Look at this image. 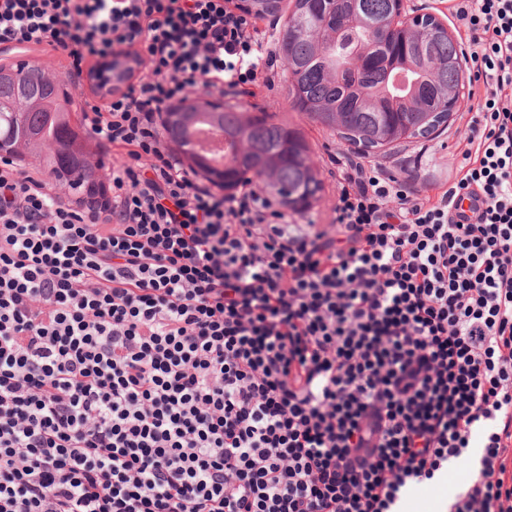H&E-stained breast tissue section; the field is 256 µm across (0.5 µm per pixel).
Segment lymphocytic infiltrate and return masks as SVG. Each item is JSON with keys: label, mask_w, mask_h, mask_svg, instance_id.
Returning a JSON list of instances; mask_svg holds the SVG:
<instances>
[{"label": "lymphocytic infiltrate", "mask_w": 512, "mask_h": 512, "mask_svg": "<svg viewBox=\"0 0 512 512\" xmlns=\"http://www.w3.org/2000/svg\"><path fill=\"white\" fill-rule=\"evenodd\" d=\"M464 163L431 197L352 162L327 224L198 184L159 120L268 83L236 0H0V45L138 68L91 105L112 200L0 163V512H512V0H452ZM468 456L469 462L466 465H458L448 468L447 472L441 479L435 482L416 485L409 488L403 498L399 510H402V512H438L437 510H440L441 504L451 498L469 481L472 470L474 469V464L470 457V448L468 450ZM459 468H464L465 472V477L461 481H458L455 478V473ZM433 487H437L439 491L429 497L422 496L424 490Z\"/></svg>", "instance_id": "f902f5d3"}]
</instances>
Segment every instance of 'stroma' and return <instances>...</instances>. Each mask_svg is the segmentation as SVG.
<instances>
[{
	"mask_svg": "<svg viewBox=\"0 0 512 512\" xmlns=\"http://www.w3.org/2000/svg\"><path fill=\"white\" fill-rule=\"evenodd\" d=\"M293 8L292 0H282L278 13L258 20L260 32L275 49L274 69L276 74L272 85L247 90L213 88L204 98L218 102L237 112L254 114L264 112L274 120L288 122L298 128L308 142V155L315 163V175L321 189L310 205L302 210L304 220L318 224L329 223L331 209L336 201V163L350 155L358 154L357 146L346 143L337 131L328 129L313 121L306 113L298 111L289 91L288 72L283 52H280L279 34ZM474 106L469 96L460 97L454 112L447 122L430 138H403L380 151L368 154L367 159L380 165L397 178L415 175L418 187L434 191L455 172L462 160L467 120L466 114ZM455 468H448L437 480V491L424 496L423 486L408 489L400 505L402 512H438L441 504L451 498L462 486L455 478Z\"/></svg>",
	"mask_w": 512,
	"mask_h": 512,
	"instance_id": "stroma-1",
	"label": "stroma"
}]
</instances>
